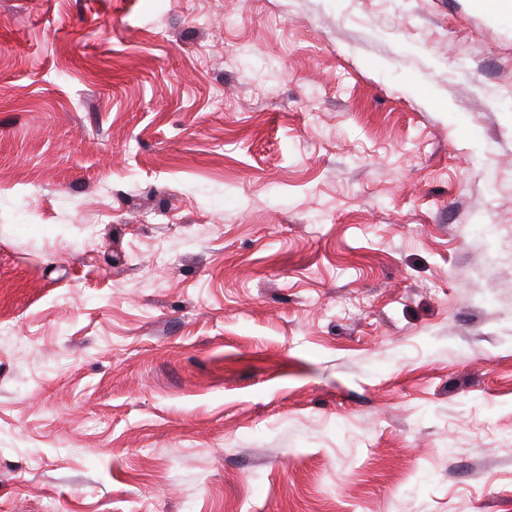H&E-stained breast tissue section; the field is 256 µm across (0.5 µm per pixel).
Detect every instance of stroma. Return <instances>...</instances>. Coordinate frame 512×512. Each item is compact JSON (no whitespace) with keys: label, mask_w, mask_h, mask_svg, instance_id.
I'll return each instance as SVG.
<instances>
[{"label":"stroma","mask_w":512,"mask_h":512,"mask_svg":"<svg viewBox=\"0 0 512 512\" xmlns=\"http://www.w3.org/2000/svg\"><path fill=\"white\" fill-rule=\"evenodd\" d=\"M0 512H512V17L0 0Z\"/></svg>","instance_id":"obj_1"}]
</instances>
